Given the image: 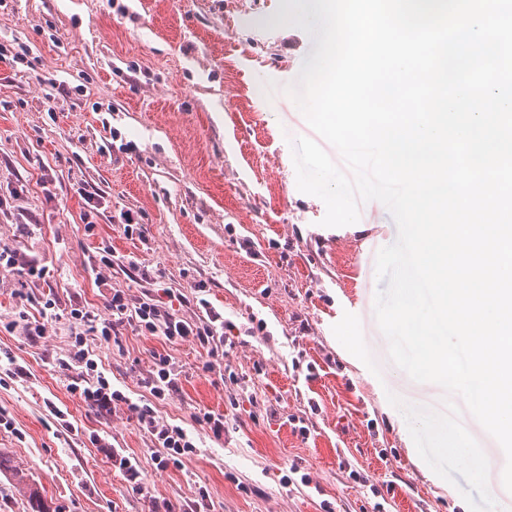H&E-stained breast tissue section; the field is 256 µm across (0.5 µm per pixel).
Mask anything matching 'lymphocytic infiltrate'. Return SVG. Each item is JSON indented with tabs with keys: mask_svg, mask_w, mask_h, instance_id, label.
Masks as SVG:
<instances>
[{
	"mask_svg": "<svg viewBox=\"0 0 512 512\" xmlns=\"http://www.w3.org/2000/svg\"><path fill=\"white\" fill-rule=\"evenodd\" d=\"M117 266L137 272L140 281L149 286L157 283L163 276L161 270L142 266L136 254L120 257L106 244L89 257L86 270L96 283L102 285L106 282V271ZM0 269L34 285L50 281V269L46 261L16 246H0ZM21 304L23 310L19 312L17 319L9 321V328L21 329L24 335L33 339L44 336L46 322L56 308L55 297L49 294L36 296L25 293L21 296ZM30 305L36 307V315H28L26 308ZM108 306L112 317L102 323L81 297L74 296L69 300L68 315L80 325L86 326L89 332L106 341L118 339L130 328L141 335L158 338L170 345L184 341L193 342L205 353L206 370L213 371L221 366L230 340L229 332L234 325L210 306L209 302H202L200 311L188 317L176 311L168 302L152 295L135 297L128 290L115 288L110 292ZM58 364L74 374L68 386L69 392L92 407L100 416L107 417L118 407H127L152 446L158 448V466L177 467L183 458L196 454L198 447L192 435L181 426L164 420L155 409L156 403L168 400L182 388L183 370L170 355H154L152 367L142 381L150 395L149 402L143 404L133 402L123 391L114 388L110 378L99 370L98 363L92 352L86 348L82 335H75L64 356L59 358Z\"/></svg>",
	"mask_w": 512,
	"mask_h": 512,
	"instance_id": "f902f5d3",
	"label": "lymphocytic infiltrate"
}]
</instances>
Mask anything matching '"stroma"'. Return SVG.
Listing matches in <instances>:
<instances>
[{"label": "stroma", "mask_w": 512, "mask_h": 512, "mask_svg": "<svg viewBox=\"0 0 512 512\" xmlns=\"http://www.w3.org/2000/svg\"><path fill=\"white\" fill-rule=\"evenodd\" d=\"M283 13L282 0H0V44L30 49L24 62H0V196L19 191L18 206L42 216L25 235L0 217V243L47 260L59 311L36 340L4 329L22 309V283L0 272V351L30 373L0 384V410L15 425L0 428V512H32L33 488L44 512H151L156 501L181 512L196 483L213 512H322L324 501L334 512H482L485 488L502 490L491 473L480 484L450 463L428 471L390 404L381 283L357 250L375 237L393 244L398 229L374 200L361 203L358 222L322 226L324 202L298 190L288 140L314 131L289 96L259 91L281 75L296 82L315 48L282 25ZM46 174L58 199L40 191ZM81 187L107 210H131L148 246L103 218L86 235ZM104 243L162 269L181 313L203 298L237 327L264 324L229 349V381L205 371L188 342L88 336L114 386L135 400L154 354L182 366L181 393L158 408L199 446L177 468L157 466L129 411L103 419L71 395L56 364L74 328L72 293L102 319L110 287L141 293L133 272L107 287L87 276ZM199 280L206 292L194 290ZM400 388L433 419L440 447L458 450L460 427L495 457L497 440L458 396L408 377ZM204 411L227 414L222 438L195 421ZM93 432L140 460L142 490L89 442ZM294 466L310 485L285 483ZM354 471L370 485L354 483Z\"/></svg>", "instance_id": "stroma-1"}]
</instances>
